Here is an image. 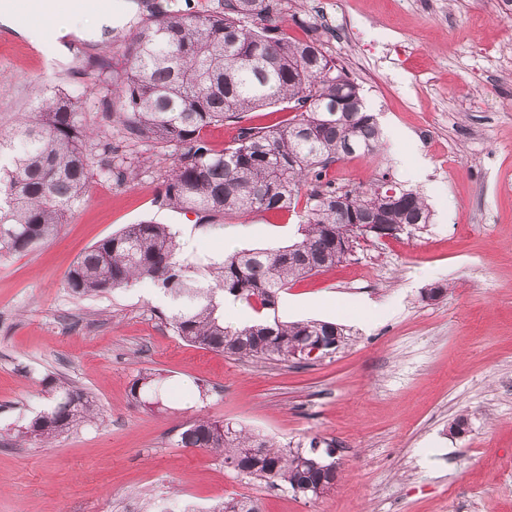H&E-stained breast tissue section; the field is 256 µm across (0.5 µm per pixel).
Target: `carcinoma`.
<instances>
[{
	"instance_id": "obj_1",
	"label": "carcinoma",
	"mask_w": 512,
	"mask_h": 512,
	"mask_svg": "<svg viewBox=\"0 0 512 512\" xmlns=\"http://www.w3.org/2000/svg\"><path fill=\"white\" fill-rule=\"evenodd\" d=\"M125 46L126 65L81 91L57 86L22 112H1L0 252L24 253L56 236L89 180L100 173L118 186L138 177L157 147L171 148V166L154 199L160 209L193 210L206 222L229 214L290 210L305 198L301 237L274 249L233 251L199 264L183 257L168 224L142 220L97 241L72 265L67 285L79 296L148 281L169 299L167 324L199 348L250 360H297L305 336H323L336 351L338 326L320 320L285 322L270 316L293 281L344 258L340 236L356 242L365 224L432 223L418 194L386 177L366 187L323 181L328 169L353 155L379 151L381 131L359 87L324 50L318 28L290 39L282 0H224L219 10L161 12L141 22ZM97 104L106 129L90 123ZM288 104V123L248 127L232 144L214 150L205 130L245 112ZM348 110L346 118L336 108ZM263 315L241 327L224 323V299ZM164 377L139 374L130 394L159 404ZM54 402L29 422L23 437L49 444L59 434L97 417L94 401L76 386L51 387ZM185 448H203L237 473L283 483L319 497L326 462L286 448L261 434L200 417L180 434ZM211 512H258L250 500L229 498Z\"/></svg>"
}]
</instances>
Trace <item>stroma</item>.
<instances>
[{
  "label": "stroma",
  "mask_w": 512,
  "mask_h": 512,
  "mask_svg": "<svg viewBox=\"0 0 512 512\" xmlns=\"http://www.w3.org/2000/svg\"><path fill=\"white\" fill-rule=\"evenodd\" d=\"M284 28L318 27L327 54L359 87L382 132L373 158L337 162L330 178L387 177L419 193L433 222L363 241L342 263L280 293L282 321L350 332L310 363L256 362L183 342L161 320L168 301L138 283L73 296L66 274L98 240L149 219L205 260L298 237L299 210L224 217L157 208V154L133 183L92 177L56 237L0 254V512H196L227 498L260 512H512V19L502 0H283ZM129 28L89 37L44 61L30 40H0V112L23 111L57 85L82 87L97 60L125 66ZM279 106L209 127L215 148L243 126L290 118ZM445 285L435 301L425 292ZM165 378L148 407L130 396L141 372ZM88 393L100 415L49 446L19 429L46 409L44 383ZM293 448L333 447L335 486L316 499L236 474L178 445L197 416ZM466 418L462 436L449 426Z\"/></svg>",
  "instance_id": "35a3bbf8"
}]
</instances>
